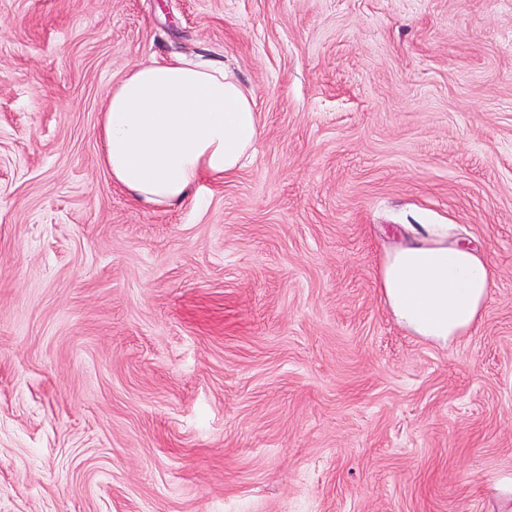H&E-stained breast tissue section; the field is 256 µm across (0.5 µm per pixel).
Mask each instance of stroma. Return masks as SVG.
I'll list each match as a JSON object with an SVG mask.
<instances>
[{"instance_id": "stroma-1", "label": "stroma", "mask_w": 512, "mask_h": 512, "mask_svg": "<svg viewBox=\"0 0 512 512\" xmlns=\"http://www.w3.org/2000/svg\"><path fill=\"white\" fill-rule=\"evenodd\" d=\"M231 68L263 135L198 202L101 163L105 95ZM408 224L493 274L448 345ZM512 0H0V512H512ZM386 254L379 288L398 324L447 345L472 329L493 285L485 251L459 243L452 224H418Z\"/></svg>"}]
</instances>
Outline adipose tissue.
I'll list each match as a JSON object with an SVG mask.
<instances>
[{
  "instance_id": "1",
  "label": "adipose tissue",
  "mask_w": 512,
  "mask_h": 512,
  "mask_svg": "<svg viewBox=\"0 0 512 512\" xmlns=\"http://www.w3.org/2000/svg\"><path fill=\"white\" fill-rule=\"evenodd\" d=\"M101 161L113 182L147 205L196 199L202 180L236 174L262 135L254 103L223 64L172 57L112 85L101 119ZM384 301L412 335L448 344L472 329L493 285L482 248L451 224H421L386 254Z\"/></svg>"
}]
</instances>
